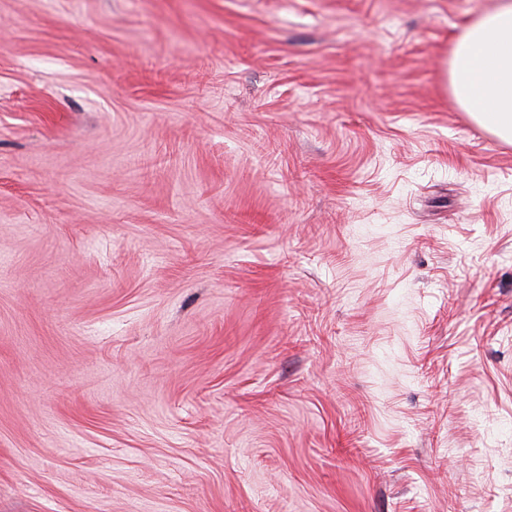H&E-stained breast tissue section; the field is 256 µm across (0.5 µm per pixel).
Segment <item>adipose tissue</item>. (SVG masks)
I'll use <instances>...</instances> for the list:
<instances>
[{"instance_id":"1","label":"adipose tissue","mask_w":512,"mask_h":512,"mask_svg":"<svg viewBox=\"0 0 512 512\" xmlns=\"http://www.w3.org/2000/svg\"><path fill=\"white\" fill-rule=\"evenodd\" d=\"M456 103L482 129L512 144V0L474 18L445 62Z\"/></svg>"}]
</instances>
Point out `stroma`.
Returning <instances> with one entry per match:
<instances>
[{
    "mask_svg": "<svg viewBox=\"0 0 512 512\" xmlns=\"http://www.w3.org/2000/svg\"><path fill=\"white\" fill-rule=\"evenodd\" d=\"M495 0H0V512H512ZM497 1L453 39L445 65L456 103L512 144V1Z\"/></svg>",
    "mask_w": 512,
    "mask_h": 512,
    "instance_id": "obj_1",
    "label": "stroma"
}]
</instances>
